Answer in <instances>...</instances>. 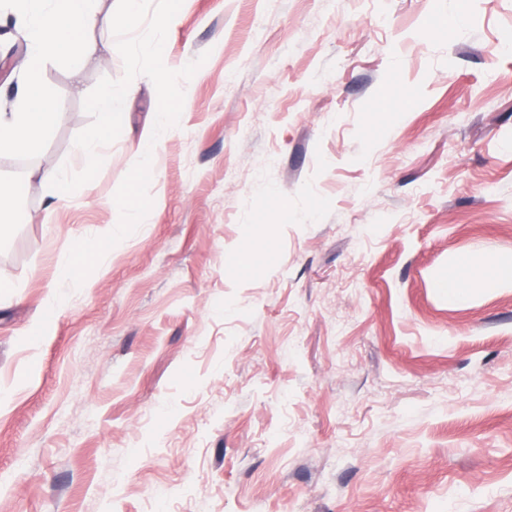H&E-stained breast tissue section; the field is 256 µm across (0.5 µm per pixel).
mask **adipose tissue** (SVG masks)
Listing matches in <instances>:
<instances>
[{
	"label": "adipose tissue",
	"instance_id": "1",
	"mask_svg": "<svg viewBox=\"0 0 512 512\" xmlns=\"http://www.w3.org/2000/svg\"><path fill=\"white\" fill-rule=\"evenodd\" d=\"M29 50L21 103L0 113V151L28 152L37 136L46 134L58 118L53 91L44 84L42 70L49 58L64 57L79 66L87 49L86 31L103 25L93 0H19Z\"/></svg>",
	"mask_w": 512,
	"mask_h": 512
}]
</instances>
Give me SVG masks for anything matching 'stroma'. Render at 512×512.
<instances>
[{"instance_id":"1","label":"stroma","mask_w":512,"mask_h":512,"mask_svg":"<svg viewBox=\"0 0 512 512\" xmlns=\"http://www.w3.org/2000/svg\"><path fill=\"white\" fill-rule=\"evenodd\" d=\"M512 0H183L182 68L139 228L46 315L61 252L111 232L157 110L138 76L81 171L83 100L123 75L110 29L26 153L0 240V512H512ZM28 50L0 33V111ZM47 320L44 337L29 335Z\"/></svg>"}]
</instances>
